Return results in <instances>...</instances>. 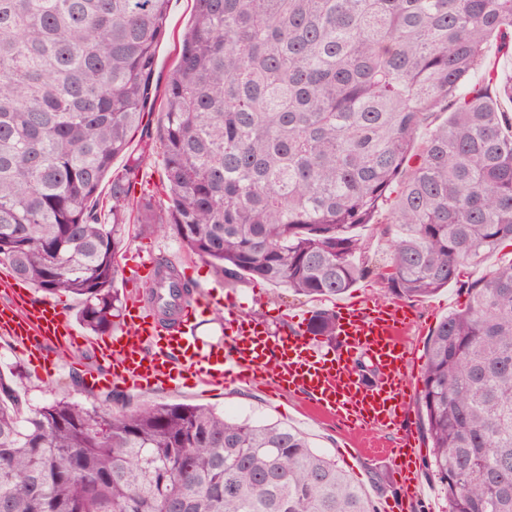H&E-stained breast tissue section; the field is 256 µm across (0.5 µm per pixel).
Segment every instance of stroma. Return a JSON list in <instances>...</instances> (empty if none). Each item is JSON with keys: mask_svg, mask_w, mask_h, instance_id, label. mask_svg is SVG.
Returning a JSON list of instances; mask_svg holds the SVG:
<instances>
[{"mask_svg": "<svg viewBox=\"0 0 512 512\" xmlns=\"http://www.w3.org/2000/svg\"><path fill=\"white\" fill-rule=\"evenodd\" d=\"M192 23L191 0H171L167 21V34L157 49L156 77L166 83L177 60L182 40ZM383 227L372 224L363 231L365 249L362 259L373 274L340 295L338 300H311L296 296L287 290L272 291L269 284L243 281L236 287L225 286L224 279L198 257L188 253L168 233L147 232L140 224L124 226V247L118 259L116 288L126 300H134L146 293L148 283L133 272L138 258H164L180 269L192 272L199 289L215 286L219 294L209 309L200 314L194 331L200 339L216 344L224 335V299L233 297L240 314L248 320L264 322L270 335L279 336L292 327L291 319L304 314L335 309L337 303L358 301L373 305L386 301L384 288L377 281L376 273L388 259L387 243L382 236ZM466 296L456 287L438 291L430 298L407 303L406 308L416 321L407 336V344L415 351L416 368H423L426 361L428 339L437 324L454 310L460 309ZM44 367H34L20 353L17 344L0 335V371L12 379L15 389L31 406H42L52 401L69 400L92 403L103 409L114 408L116 402L129 407L152 403L207 404L224 410H234L236 416L260 423H279L301 432L310 444L333 457L337 465L358 481L370 495L377 512L393 508L394 512H446L448 503L432 472L425 465H418L415 477L422 491L419 499L403 502L400 488L390 469L374 459L370 450L395 439L393 429L376 428L347 432L341 425L314 414L312 406L303 398L278 394L270 388L233 385L218 392H209L187 381L178 389L155 387L150 389H125L115 391L93 390L80 384L79 376L97 369L98 363L91 348L65 352L55 344H48L44 351ZM355 443L356 452H348V443Z\"/></svg>", "mask_w": 512, "mask_h": 512, "instance_id": "35a3bbf8", "label": "stroma"}]
</instances>
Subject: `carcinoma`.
I'll return each instance as SVG.
<instances>
[{
	"instance_id": "obj_1",
	"label": "carcinoma",
	"mask_w": 512,
	"mask_h": 512,
	"mask_svg": "<svg viewBox=\"0 0 512 512\" xmlns=\"http://www.w3.org/2000/svg\"><path fill=\"white\" fill-rule=\"evenodd\" d=\"M169 0H0V265L72 293L112 331L123 226L170 232L214 266L311 298L367 270L358 229L385 224L394 300L454 285L420 403L448 512H512V0H193L153 103ZM447 118L438 123L437 114ZM122 173L112 172L118 157ZM161 203L135 196L152 157ZM111 177L107 216L99 189ZM166 315L196 284L156 261ZM334 337L336 315L311 320ZM0 512H375L300 432L203 405L33 408L0 374Z\"/></svg>"
}]
</instances>
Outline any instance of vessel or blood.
<instances>
[{"mask_svg":"<svg viewBox=\"0 0 512 512\" xmlns=\"http://www.w3.org/2000/svg\"><path fill=\"white\" fill-rule=\"evenodd\" d=\"M198 305L195 299L182 302L175 321L168 323L154 309L133 301L118 334L90 340L106 369L89 374L86 385L94 390L149 383L174 388L187 375L207 388L272 382L279 392L308 397L318 414L344 426L396 428L400 448L385 455L404 497L418 498L414 467L420 450L407 406L413 357L404 341L413 322L398 304L365 307L353 301L338 306L336 340L328 352L301 327L269 336L257 323L240 318L229 303L224 306L223 345L204 343L187 329L188 316ZM0 334L28 350L37 349L41 338L63 345L77 344L80 338L54 305L14 301L0 304ZM361 357L376 369L374 384L364 383L354 370Z\"/></svg>","mask_w":512,"mask_h":512,"instance_id":"1","label":"vessel or blood"}]
</instances>
